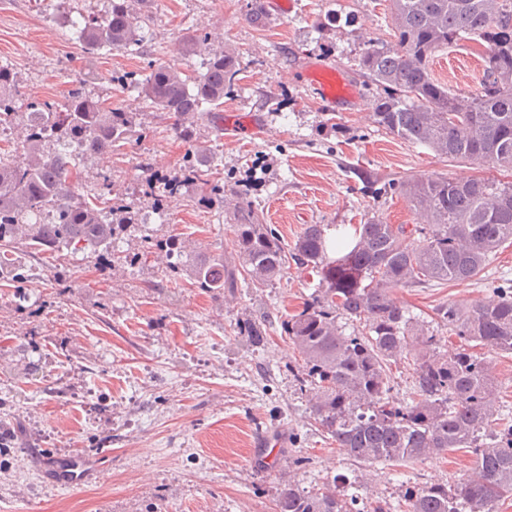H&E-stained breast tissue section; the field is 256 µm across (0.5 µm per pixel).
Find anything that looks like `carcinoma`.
<instances>
[{"mask_svg":"<svg viewBox=\"0 0 512 512\" xmlns=\"http://www.w3.org/2000/svg\"><path fill=\"white\" fill-rule=\"evenodd\" d=\"M149 0H108L100 17L70 22V39L89 55L102 50L141 49L152 17ZM394 44H365L361 70L381 93L373 117L387 133L425 146L455 162L483 163L512 171V0H389ZM244 19L263 26L264 0H250ZM211 36L188 37L182 53L203 57L204 71L188 75L151 63L131 82L138 97L191 144L178 181L155 178L148 195L159 210L190 185H206L197 203L224 210V186L210 183L214 155L198 143L205 110L224 104L238 81L237 55L210 44ZM469 40L486 46L480 89L456 92L433 74L435 54ZM21 92L13 69L0 63V118L23 120L26 138L16 155L0 154V279L23 290V266L8 254L23 248L54 256L64 250L112 255V244L133 218L89 202L81 173L93 157L112 151L136 127L135 112L104 106L84 85L67 101L31 100L18 111ZM401 189L424 219L408 228L371 218L359 225L354 246L332 259L321 224H309L286 247L277 230L238 200L233 219L235 263L224 255L192 257L183 240L151 243L165 254L173 277L187 269L199 288L216 298L238 287V273L255 288L284 276L289 262L311 268L319 286L297 313L281 320L300 356V388L314 393L315 422L347 455L370 466L400 464L469 448L475 475L452 485L406 489L404 512H496L512 494V425L493 427L492 353L512 352V289L501 300L470 309L450 301L436 309L441 322L464 341L447 356L442 337L412 321L394 294L421 284L462 282L479 274L489 256L512 241V182L484 178L412 177ZM365 321L366 332L347 336L338 318ZM485 349L476 355L470 343ZM412 352L416 374L411 402L389 397L387 362ZM358 496L326 485L308 491L280 489L276 512H353Z\"/></svg>","mask_w":512,"mask_h":512,"instance_id":"obj_1","label":"carcinoma"}]
</instances>
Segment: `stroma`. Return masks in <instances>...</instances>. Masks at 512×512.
Masks as SVG:
<instances>
[{
  "label": "stroma",
  "mask_w": 512,
  "mask_h": 512,
  "mask_svg": "<svg viewBox=\"0 0 512 512\" xmlns=\"http://www.w3.org/2000/svg\"><path fill=\"white\" fill-rule=\"evenodd\" d=\"M247 3L152 0L144 50L91 56L66 40L62 24L102 15L105 0H0V61L14 68L23 101L62 102L81 83L100 102L138 113V135L90 161L82 181L91 186L110 173L113 203L143 208L148 171L178 174L187 145L115 75L143 73L150 60L191 75L202 58L182 54L186 38L206 31L230 43L239 81L220 112L251 118L256 131L240 136L199 122V141L218 157L214 176L225 197L244 191L286 243L305 225H324L332 258L371 217L416 224L407 198L383 192L384 184L429 175L512 180L435 156L375 123V89L364 85L359 63L366 41L390 37L385 0H293L288 14L270 13L262 27L245 21ZM483 52L474 42L441 50L434 73L453 90L476 91ZM315 59L357 88L361 110L332 114L313 99L303 76ZM195 193L168 198L150 224L117 241L110 263L88 252L27 254V302L0 285V512H275L284 485L309 490L339 474L355 481L360 498L394 504L407 487L466 477L469 449L370 467L315 423L311 393L294 378L299 357L280 327L317 289L314 271L293 265L272 286L243 282L218 300L188 274L170 277L164 258L144 255V236L175 235L195 253L233 258L228 213L194 205ZM504 274L512 275L511 241L472 280L403 288L395 298L453 353L460 340L437 307L496 300ZM262 320L269 326L255 347L240 328ZM279 429L283 461L269 466L252 441ZM68 454L105 464L102 481L47 483L45 458Z\"/></svg>",
  "instance_id": "obj_1"
}]
</instances>
